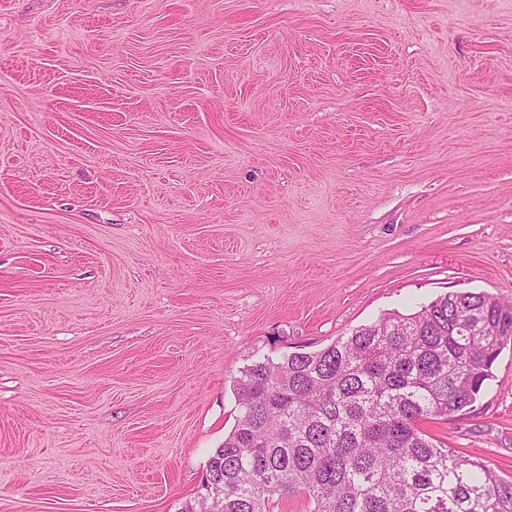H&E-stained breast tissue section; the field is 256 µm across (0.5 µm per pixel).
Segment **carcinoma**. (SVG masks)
Segmentation results:
<instances>
[{
  "label": "carcinoma",
  "instance_id": "1",
  "mask_svg": "<svg viewBox=\"0 0 512 512\" xmlns=\"http://www.w3.org/2000/svg\"><path fill=\"white\" fill-rule=\"evenodd\" d=\"M512 345V303L448 292L233 381L238 416L206 465L224 487L177 512H512V480L438 442L424 423L472 408Z\"/></svg>",
  "mask_w": 512,
  "mask_h": 512
}]
</instances>
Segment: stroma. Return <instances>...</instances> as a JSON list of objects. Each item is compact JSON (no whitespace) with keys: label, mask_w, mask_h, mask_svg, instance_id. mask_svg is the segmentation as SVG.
I'll return each instance as SVG.
<instances>
[{"label":"stroma","mask_w":512,"mask_h":512,"mask_svg":"<svg viewBox=\"0 0 512 512\" xmlns=\"http://www.w3.org/2000/svg\"><path fill=\"white\" fill-rule=\"evenodd\" d=\"M512 300V0H0V512H176L252 360ZM425 428L512 479V348Z\"/></svg>","instance_id":"obj_1"}]
</instances>
